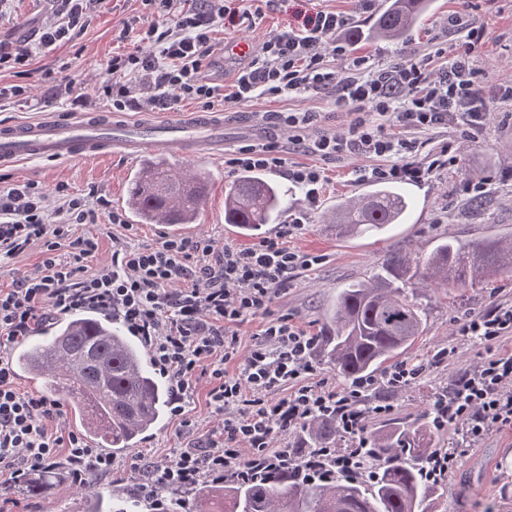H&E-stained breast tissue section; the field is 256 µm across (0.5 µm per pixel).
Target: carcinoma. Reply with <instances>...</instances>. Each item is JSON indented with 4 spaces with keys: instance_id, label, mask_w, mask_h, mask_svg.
<instances>
[{
    "instance_id": "1",
    "label": "carcinoma",
    "mask_w": 512,
    "mask_h": 512,
    "mask_svg": "<svg viewBox=\"0 0 512 512\" xmlns=\"http://www.w3.org/2000/svg\"><path fill=\"white\" fill-rule=\"evenodd\" d=\"M431 0H384L373 25L353 29L351 42H402L417 28ZM209 174L181 170L166 158L144 161L130 180L127 207L139 224H193L204 207ZM284 191L254 171H242L228 184L224 222L244 236L275 223L287 208ZM409 202L396 183H375L360 196L336 202L327 224L339 239L375 234L405 223ZM512 276V233L461 240L446 238L428 253L390 252L368 280L352 281L336 293L324 334L317 337L322 357L346 381L367 378L394 367L422 335L425 309L419 296L475 288L499 275ZM16 370L41 383V393L58 397L83 436L102 441L114 452L139 447L167 414L171 392L142 341L119 320L79 311L17 344ZM433 425L423 414L411 422L368 434L379 458L369 478L314 483L289 473L209 483L193 492L192 502L160 490L171 512H432L448 487L423 478ZM305 447L330 445L336 420L318 419L303 430ZM53 476L39 473L24 481L30 496H42ZM90 512H102L100 488L78 489ZM136 497L115 495L113 512H140Z\"/></svg>"
}]
</instances>
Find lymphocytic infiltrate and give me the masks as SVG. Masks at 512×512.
Instances as JSON below:
<instances>
[{
	"mask_svg": "<svg viewBox=\"0 0 512 512\" xmlns=\"http://www.w3.org/2000/svg\"><path fill=\"white\" fill-rule=\"evenodd\" d=\"M105 0H53L37 45L0 42V71L23 76L39 50L73 39L86 30ZM153 14L136 27L138 42L113 54L100 95L122 112L174 111L191 99L204 107L228 106L257 98H278L307 91H334L339 106L353 110L346 132L313 133V112H281L278 123L289 132L288 144L326 159L376 157L363 178L387 183L422 182L438 170L456 165L450 145L428 160L417 159L409 131L441 127L474 137L486 120L487 104L470 55L477 28L450 20L466 41L450 57L430 69L428 60H397L385 67L359 57L352 74L328 67L327 55L345 54L336 34L346 16L318 12L301 28L272 35L250 64L238 71L232 93L206 79L204 71L214 48L216 28L239 22L237 9L224 0H142ZM228 165L238 170H283L308 205H316L326 178L312 166L290 164L283 145L250 144ZM97 214L83 197L56 187L48 195L38 183L0 184V260L41 246L33 271L0 289V347L30 335L42 320L84 309L120 319L142 337L156 365L172 388L171 412L180 417L197 382L208 378L218 425L197 430L185 448L138 466V495L153 512H163L156 485L189 489L204 481H236L262 471L289 468L302 480L367 476L370 419L386 416L388 401H368L369 391L384 384L404 388L427 370L421 362H404L381 380L362 378L344 388L316 378L315 337L275 316L278 292L292 274L319 264L320 256L289 247V237L304 224L291 217L281 232L249 248L220 245L210 239L169 238L155 246L123 248L110 263L94 266L97 239L77 237L76 224H93ZM69 248L68 259L58 256ZM265 320L261 338L240 351L237 327L253 317ZM463 340L478 343V361L455 375L449 392L430 404L437 430L455 429L456 448H438L431 455L428 480L443 481L465 448L496 431H512V354L502 341L512 338V304L460 322ZM241 359L238 375L228 376L227 362ZM289 396H280V389ZM335 418L344 448H301L288 438L317 418ZM66 464L72 483L84 486L89 472L108 473L112 459L90 448L70 430L60 402L20 393L10 364L0 361V475L20 480L32 470Z\"/></svg>",
	"mask_w": 512,
	"mask_h": 512,
	"instance_id": "1",
	"label": "lymphocytic infiltrate"
}]
</instances>
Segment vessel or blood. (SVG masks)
Instances as JSON below:
<instances>
[{"mask_svg":"<svg viewBox=\"0 0 512 512\" xmlns=\"http://www.w3.org/2000/svg\"><path fill=\"white\" fill-rule=\"evenodd\" d=\"M224 146V116L195 111L166 123L134 122L123 115L94 112L79 118L53 117L29 123L0 124V166L23 160L69 161L108 151L138 159L150 152L207 157Z\"/></svg>","mask_w":512,"mask_h":512,"instance_id":"1","label":"vessel or blood"}]
</instances>
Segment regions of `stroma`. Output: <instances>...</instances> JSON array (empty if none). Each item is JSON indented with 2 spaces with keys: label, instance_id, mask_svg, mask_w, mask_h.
I'll return each instance as SVG.
<instances>
[{
  "label": "stroma",
  "instance_id": "stroma-1",
  "mask_svg": "<svg viewBox=\"0 0 512 512\" xmlns=\"http://www.w3.org/2000/svg\"><path fill=\"white\" fill-rule=\"evenodd\" d=\"M381 4L382 0H372L366 8L361 0H246L244 7L253 12V19L215 32L207 74L213 82L231 87L237 71L260 52L271 34L301 26L305 15L335 11L352 17L355 26L366 28L373 23ZM47 9L46 0H13L10 13L0 17V40L19 44L29 41ZM144 12L141 0H109L83 34L38 55L31 74L17 78L8 71L0 73L1 85L17 83L28 89L25 96L0 101V123L30 122L88 108L111 111V102L99 96L96 86L112 54L136 42L135 33L125 32L124 26ZM452 15L485 29L481 42L473 49L472 60L488 96L489 116L474 140L462 137L451 127L418 134L419 157L431 155L448 141L458 154V163L436 172L424 182L406 185L412 207L405 223L393 225L382 236L337 239L324 217L336 201L364 192L367 184L358 179L357 172L370 167L371 159L328 160L302 149L289 155L293 162L319 167L327 177L317 209L309 213L304 226L288 240L291 248L321 256L322 261L292 277L274 307L275 315L288 317L310 335H319L325 309L337 288L368 279L387 250L401 247L427 252L442 237L471 239L512 233V188L493 191L475 209L467 206L462 193L467 182L512 167V101L501 98L502 91L512 86V0H433L430 13L413 30L407 43H350L345 54L329 57L328 64L345 73L357 57H369L372 63L383 67L393 60L414 54L421 56L439 48L454 51L463 37L449 30L448 18ZM47 69L57 71L58 82L44 83L42 73ZM278 112L317 113V131L330 133L345 131L352 119L350 112L337 108L334 94L328 92L310 91L231 105L224 114V150L220 155L205 159L184 155L173 160L176 166L202 168L210 175L206 208L197 223L182 230V237L204 236L218 244L238 248L257 244V237L237 235L224 222V188L235 176L227 161L244 144L238 132L240 121L257 120L267 125ZM136 168V163L120 156L68 162L23 161L0 169V179L9 183L32 180L50 194L57 184L65 183L82 194L88 207L97 210L98 221L78 226L77 233L98 237V258L107 261L117 249L153 245L169 236L166 226L159 224H137L128 230L108 221V210L127 213L129 180ZM104 199L109 202L105 210L100 207ZM510 301L512 277L507 275L488 285L446 297L432 295L427 301L426 328L407 357L426 361L437 350L454 346L458 349L455 361L431 368L408 387H380L376 399L390 402L394 411L371 420V428L404 419L411 421L425 413L436 396L449 390L455 374L478 359L480 346L463 341L457 334L460 320L481 314L494 304ZM185 444L178 419L165 418L160 429L141 447L114 456L111 473L95 472L89 479L103 489L129 495L138 481L133 467L138 457L159 458ZM447 483L448 495L439 502L435 512H486L492 505L498 512H512V431L491 433L468 449L459 458ZM7 485L6 478L0 477V507L5 512H86L85 501L68 476H57L49 493L39 499L29 498L19 487L12 494H4Z\"/></svg>",
  "mask_w": 512,
  "mask_h": 512
}]
</instances>
